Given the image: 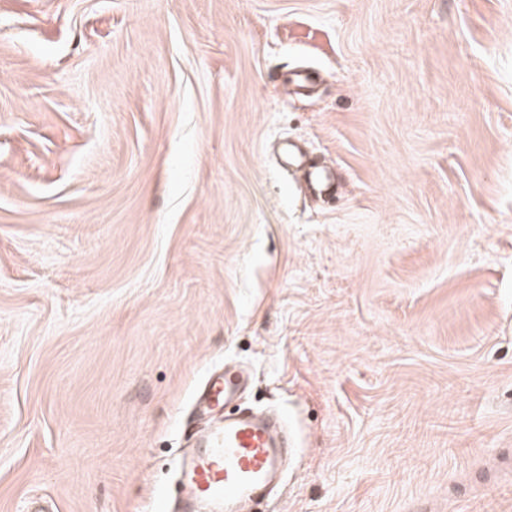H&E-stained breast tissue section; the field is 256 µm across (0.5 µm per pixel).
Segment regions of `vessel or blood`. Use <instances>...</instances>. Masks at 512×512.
Returning <instances> with one entry per match:
<instances>
[{"instance_id": "b4317fda", "label": "vessel or blood", "mask_w": 512, "mask_h": 512, "mask_svg": "<svg viewBox=\"0 0 512 512\" xmlns=\"http://www.w3.org/2000/svg\"><path fill=\"white\" fill-rule=\"evenodd\" d=\"M244 383L241 371L224 366L196 389L193 406L207 422L190 429L192 451L179 463V512H246L281 477L288 450L278 422L226 411Z\"/></svg>"}]
</instances>
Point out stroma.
Returning <instances> with one entry per match:
<instances>
[{"label": "stroma", "mask_w": 512, "mask_h": 512, "mask_svg": "<svg viewBox=\"0 0 512 512\" xmlns=\"http://www.w3.org/2000/svg\"><path fill=\"white\" fill-rule=\"evenodd\" d=\"M225 364L267 512H512V0H0V512H154Z\"/></svg>", "instance_id": "35a3bbf8"}]
</instances>
